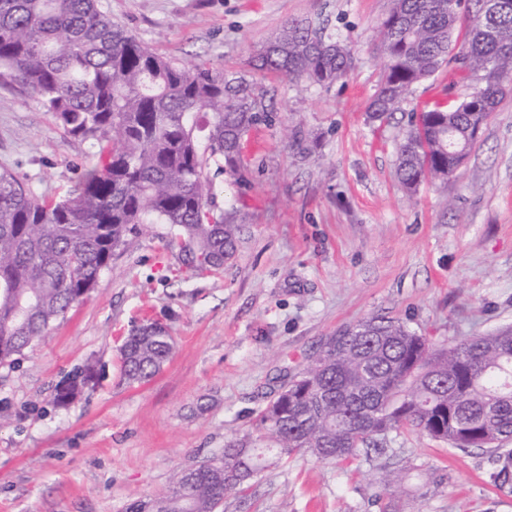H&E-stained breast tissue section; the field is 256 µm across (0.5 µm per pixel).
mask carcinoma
I'll list each match as a JSON object with an SVG mask.
<instances>
[{
  "instance_id": "obj_1",
  "label": "carcinoma",
  "mask_w": 512,
  "mask_h": 512,
  "mask_svg": "<svg viewBox=\"0 0 512 512\" xmlns=\"http://www.w3.org/2000/svg\"><path fill=\"white\" fill-rule=\"evenodd\" d=\"M377 29L383 77L367 108L382 126L412 86L457 65L465 94L410 112L397 175L415 193L441 187L469 155L475 126L512 81V9L487 16L485 0H391ZM254 74L185 66L157 54L100 0H0V73L30 91L74 139L95 148L73 191L38 195L0 170V361L32 348L94 288L112 254L144 224H168L186 268L219 270L237 250L238 225L217 209L209 161L241 176L249 133L273 123L254 75L328 87L352 67L349 48L290 19L251 62ZM212 113L206 137L196 117ZM174 338L142 325L121 348L130 383L156 376ZM96 374L86 366L55 391L65 406ZM412 430L450 447L484 449L494 483L512 487V329L436 346L404 322L368 317L327 337L306 366L285 373L251 432L221 453L175 471L169 488L129 512H222L271 466L297 454L353 463Z\"/></svg>"
}]
</instances>
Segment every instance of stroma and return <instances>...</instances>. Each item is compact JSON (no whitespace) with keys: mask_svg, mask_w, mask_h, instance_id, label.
Wrapping results in <instances>:
<instances>
[{"mask_svg":"<svg viewBox=\"0 0 512 512\" xmlns=\"http://www.w3.org/2000/svg\"><path fill=\"white\" fill-rule=\"evenodd\" d=\"M102 2L178 62L247 70L285 21L304 19L341 35L354 64L328 89L259 78L275 120L252 135L245 181L214 178L215 203L238 226L223 268L192 274L169 225H144L39 346L0 363V512H127L176 468L248 432L281 369L303 367L327 336L364 318L401 320L437 346L512 326V87L447 187L410 196L396 145L413 105L447 81L415 85L383 130L366 121L382 78L373 36L391 0ZM300 129L314 140L306 155L291 146ZM93 160L89 144L0 79V168L55 199ZM148 320L166 326L175 350L157 376L131 384L120 347ZM90 363L94 388L55 406V387ZM407 458L403 494H383V469ZM495 469L486 451L393 433L385 452L349 466L299 456L269 468L224 512H512Z\"/></svg>","mask_w":512,"mask_h":512,"instance_id":"stroma-1","label":"stroma"}]
</instances>
